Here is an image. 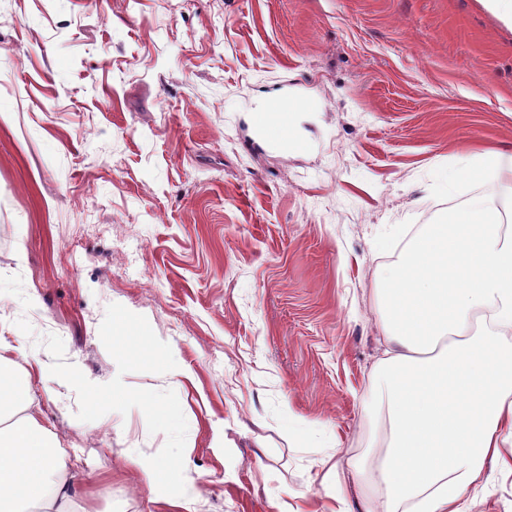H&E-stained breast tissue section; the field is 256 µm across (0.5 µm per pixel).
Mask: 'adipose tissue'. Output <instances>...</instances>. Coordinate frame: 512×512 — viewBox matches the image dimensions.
<instances>
[{"label": "adipose tissue", "instance_id": "1", "mask_svg": "<svg viewBox=\"0 0 512 512\" xmlns=\"http://www.w3.org/2000/svg\"><path fill=\"white\" fill-rule=\"evenodd\" d=\"M387 355L379 489L361 512H466L486 473L512 474V205L467 200L383 273ZM45 365L0 334V512H73V475L31 391Z\"/></svg>", "mask_w": 512, "mask_h": 512}]
</instances>
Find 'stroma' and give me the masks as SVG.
Instances as JSON below:
<instances>
[{"label":"stroma","mask_w":512,"mask_h":512,"mask_svg":"<svg viewBox=\"0 0 512 512\" xmlns=\"http://www.w3.org/2000/svg\"><path fill=\"white\" fill-rule=\"evenodd\" d=\"M273 94L284 143L251 124ZM488 149L512 155V30L480 0H0V330L173 390L191 512H334L383 454V272L488 193L466 166ZM112 303L180 376L119 374ZM33 384L88 512H164L128 462L166 442L140 409L83 422ZM465 501L512 512V476Z\"/></svg>","instance_id":"obj_1"}]
</instances>
